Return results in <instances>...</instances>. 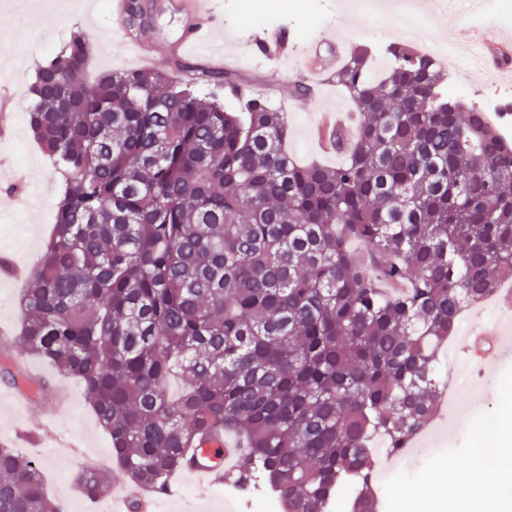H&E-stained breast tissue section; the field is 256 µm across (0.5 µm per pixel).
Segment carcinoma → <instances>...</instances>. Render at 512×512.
Here are the masks:
<instances>
[{"label":"carcinoma","mask_w":512,"mask_h":512,"mask_svg":"<svg viewBox=\"0 0 512 512\" xmlns=\"http://www.w3.org/2000/svg\"><path fill=\"white\" fill-rule=\"evenodd\" d=\"M134 37L145 0H125ZM74 32L39 64L29 130L62 181L15 345L80 382L127 482L162 489L228 430L283 512H380L375 448L398 452L441 399L436 349L512 279V140L450 112L444 74L396 44L351 47L329 81L355 137L340 163L283 149L267 99L227 109L162 70L88 82ZM360 245L353 252L350 243ZM84 497L104 474H75ZM0 512H59L39 463L0 445Z\"/></svg>","instance_id":"cac0c4a2"}]
</instances>
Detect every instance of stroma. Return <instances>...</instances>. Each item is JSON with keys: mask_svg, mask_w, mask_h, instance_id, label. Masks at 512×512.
I'll return each mask as SVG.
<instances>
[{"mask_svg": "<svg viewBox=\"0 0 512 512\" xmlns=\"http://www.w3.org/2000/svg\"><path fill=\"white\" fill-rule=\"evenodd\" d=\"M58 0H0V64L12 69L15 91L21 101H28L29 86L34 68L52 54L60 51L71 32L84 33L93 46L86 71L94 78L106 69L139 67L137 56L127 50L128 37L121 21L112 17L110 0H95L89 11L72 7L58 8ZM223 19L221 33L211 42L190 52L188 61L207 62L213 51L224 50L232 63V72L243 84L249 96L268 99L282 108L289 104L290 91L305 74L302 57L309 45L311 33L332 38L346 46L388 45L395 34L386 28L363 24L360 19L344 14L338 0H312L310 26H302L300 12L294 0H214ZM483 0H424L420 8V24L431 36L454 38L466 44L472 29L459 21L464 13H479ZM285 28L293 36L298 53L291 70H282L273 64L260 43L265 30ZM347 92L326 86L321 96L302 110L289 113L290 129L286 140L289 153L297 160H319L336 163L334 154L321 151L311 137V131L320 112L328 108H351ZM0 163L30 170L31 185L13 205L0 204V260L9 259L25 267H33L42 251V244L54 222L55 204L59 195L58 177L49 158L34 141L25 112H17L14 134L8 141H0ZM36 367L43 381L36 387L18 377L21 366ZM65 390L70 402L59 412L47 410L49 391ZM27 391L29 402L10 408L0 416V437L9 436L8 422L28 423L36 435V442L26 447L25 455L42 466V478L50 498L62 512H110L112 503L104 498L98 501L68 497L66 480L80 465L79 457L69 455L56 445L57 437L64 436L78 443L82 455L97 459L105 475L117 472L109 439L96 421L92 409L85 402L79 385L59 375L48 362L19 356L15 349L0 346V394L17 390ZM456 405L469 419L479 410L497 414H512V360L484 371L478 385L462 393ZM475 437L468 422H460L434 435L426 451L410 457L397 471L381 470L376 483L382 493L383 512H403L402 500L407 488H415L421 499H428L430 491L422 484L423 478L434 477L445 468L463 470L475 452ZM182 487L179 500L160 499L158 512H247L248 494L233 493L223 484L207 487L185 476H175Z\"/></svg>", "mask_w": 512, "mask_h": 512, "instance_id": "35a3bbf8", "label": "stroma"}]
</instances>
